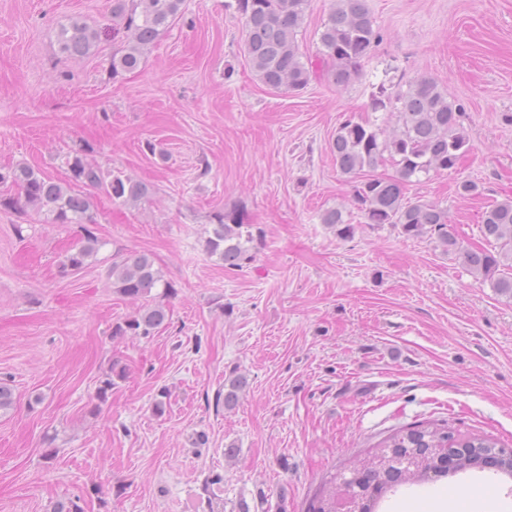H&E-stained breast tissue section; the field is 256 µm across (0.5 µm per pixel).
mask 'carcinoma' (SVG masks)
<instances>
[{
    "instance_id": "carcinoma-1",
    "label": "carcinoma",
    "mask_w": 512,
    "mask_h": 512,
    "mask_svg": "<svg viewBox=\"0 0 512 512\" xmlns=\"http://www.w3.org/2000/svg\"><path fill=\"white\" fill-rule=\"evenodd\" d=\"M184 0H112V31H124L126 41L120 53L112 54V78L137 68L155 41L182 16ZM308 0H238L246 28L245 52L251 69L259 80L274 89L299 91L305 88L313 70L302 62L295 34L302 27ZM105 32L81 18H71L58 26L56 37L62 52L72 57H86L98 47ZM381 35L374 29L365 0H336L319 33L325 73L339 87L346 86L358 73ZM374 112L397 110L402 125L400 134L387 138L379 127L368 122L345 119L336 129L330 151L336 169L357 179L354 200L369 224L398 226L408 237L427 236L444 251L452 253L468 270L491 282L499 293L512 296V198L487 206L481 217V233L494 241L497 250L463 246L448 228V212L436 203H412L408 187L429 176L430 172L454 170L470 151L461 123V105L448 99L431 78L421 77L394 94L380 86L372 96ZM391 160L397 176L378 178L368 175L379 163ZM69 179L53 180L25 163L0 168V207L29 208L45 224H83V236L72 249L62 272L79 270L99 250L100 241L91 228L95 223L93 202L78 191L90 186L102 191L113 203L137 205L149 199L151 185L118 171L106 172L87 149L65 156ZM17 189L20 198L8 195ZM205 240L206 252L217 257L224 267L239 269L252 260L248 244L254 241L252 225L236 212H217ZM322 223L334 228L343 238L354 234V225L343 212L330 208L321 214ZM115 292L142 304L134 316L112 329L114 336H150L167 319L161 302L171 284L155 268L145 253H132L112 263L109 273ZM163 292L158 293L156 289ZM126 369L112 363L110 373L100 381L98 399L106 400L124 379ZM246 384L238 375L224 392V406L237 403L238 391ZM16 400L10 386L0 381V416L14 410ZM498 442L483 435H466L445 424L429 422L397 431L381 441L350 472L351 500L360 505L354 512H373L379 499L403 486L433 478L454 476L460 472L488 470L512 477V457L497 451ZM307 512H336V488L324 484L310 499Z\"/></svg>"
}]
</instances>
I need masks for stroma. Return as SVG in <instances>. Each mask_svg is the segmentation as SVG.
Instances as JSON below:
<instances>
[{
	"label": "stroma",
	"instance_id": "obj_1",
	"mask_svg": "<svg viewBox=\"0 0 512 512\" xmlns=\"http://www.w3.org/2000/svg\"><path fill=\"white\" fill-rule=\"evenodd\" d=\"M334 2L309 0L303 62L317 61ZM366 5L381 40L358 75L291 93L251 70L236 0H184L117 80L122 38L75 59L56 37L72 17L111 27L112 0H0V166L62 181L65 154L88 146L104 170L155 189L135 207L92 190L102 245L68 274L80 225L0 210V380L17 398L0 417V512L70 500L84 512H305L324 482L419 423L512 448V298L435 240L367 223L329 149L351 116L396 129L370 108L379 86L434 79L461 105L471 149L407 197L446 208L464 246L488 248L481 215L512 197V0ZM466 179L479 197L456 195ZM330 208L352 238L321 223ZM224 211L252 226L253 259L238 270L204 248ZM134 252L171 285L148 337L112 333L138 304L108 273ZM116 360L127 377L99 400ZM234 374L247 384L227 409L216 397ZM479 483L494 512H512V478L477 473L401 490L375 512H468Z\"/></svg>",
	"mask_w": 512,
	"mask_h": 512
}]
</instances>
